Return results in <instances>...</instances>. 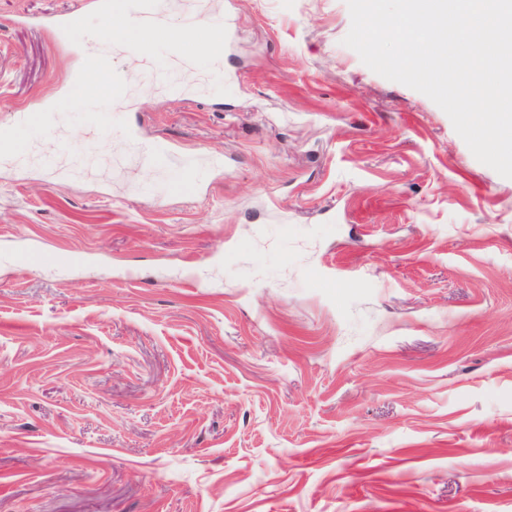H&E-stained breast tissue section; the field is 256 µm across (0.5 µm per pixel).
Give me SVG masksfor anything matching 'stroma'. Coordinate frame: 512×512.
<instances>
[{
    "instance_id": "obj_1",
    "label": "stroma",
    "mask_w": 512,
    "mask_h": 512,
    "mask_svg": "<svg viewBox=\"0 0 512 512\" xmlns=\"http://www.w3.org/2000/svg\"><path fill=\"white\" fill-rule=\"evenodd\" d=\"M165 9L233 31L183 100L116 51L82 175L0 161V512H512V179L344 45L346 0ZM73 13L0 0V128L53 109L78 155ZM128 135L135 156H139L158 167L171 164L172 152L167 143L158 139H146L135 129H130Z\"/></svg>"
}]
</instances>
